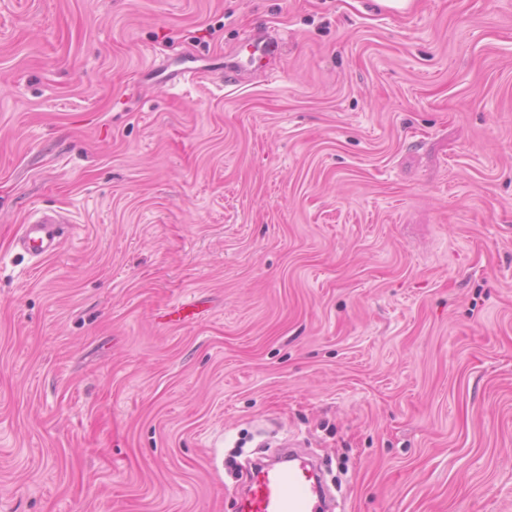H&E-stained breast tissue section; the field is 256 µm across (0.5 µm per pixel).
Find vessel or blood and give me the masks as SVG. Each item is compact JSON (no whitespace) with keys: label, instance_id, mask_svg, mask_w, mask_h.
Instances as JSON below:
<instances>
[{"label":"vessel or blood","instance_id":"b4317fda","mask_svg":"<svg viewBox=\"0 0 512 512\" xmlns=\"http://www.w3.org/2000/svg\"><path fill=\"white\" fill-rule=\"evenodd\" d=\"M52 214L29 220L19 240L20 249L35 261L56 254L60 246L58 225ZM329 505L314 461L284 442L276 460L255 464L238 501L239 512H328Z\"/></svg>","mask_w":512,"mask_h":512}]
</instances>
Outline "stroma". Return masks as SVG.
<instances>
[{
    "label": "stroma",
    "instance_id": "1",
    "mask_svg": "<svg viewBox=\"0 0 512 512\" xmlns=\"http://www.w3.org/2000/svg\"><path fill=\"white\" fill-rule=\"evenodd\" d=\"M289 437L512 512V0H0V512H237ZM250 48V61L254 63L258 60V63L262 59L267 58L268 55H276L279 52V42L264 37V34L260 31L254 32L248 38ZM258 52V57L255 54ZM61 222L57 216L48 213L30 219L25 226L24 235L19 240L20 249L35 262L55 255L60 246L58 225Z\"/></svg>",
    "mask_w": 512,
    "mask_h": 512
}]
</instances>
